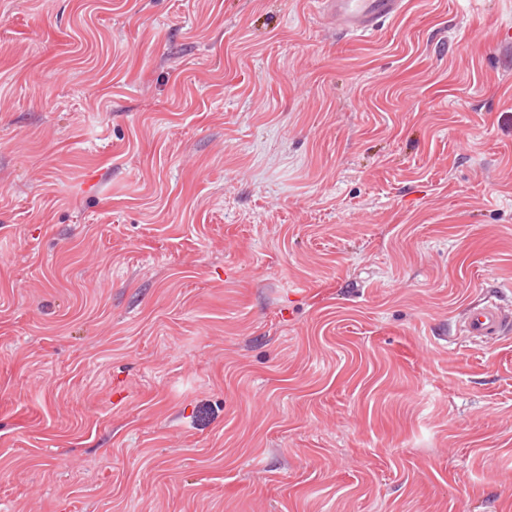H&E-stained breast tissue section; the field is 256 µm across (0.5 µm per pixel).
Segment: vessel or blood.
Listing matches in <instances>:
<instances>
[{"mask_svg":"<svg viewBox=\"0 0 512 512\" xmlns=\"http://www.w3.org/2000/svg\"><path fill=\"white\" fill-rule=\"evenodd\" d=\"M325 20L338 30L366 36L379 24L397 16L403 0H320ZM512 329V313L494 299H487L469 313L464 321V333L484 341L493 340Z\"/></svg>","mask_w":512,"mask_h":512,"instance_id":"obj_1","label":"vessel or blood"}]
</instances>
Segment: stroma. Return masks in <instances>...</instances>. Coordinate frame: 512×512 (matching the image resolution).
Instances as JSON below:
<instances>
[{
    "instance_id": "stroma-1",
    "label": "stroma",
    "mask_w": 512,
    "mask_h": 512,
    "mask_svg": "<svg viewBox=\"0 0 512 512\" xmlns=\"http://www.w3.org/2000/svg\"><path fill=\"white\" fill-rule=\"evenodd\" d=\"M512 0H0V512H512ZM325 20L348 34L366 36L379 24L397 16L402 0H321L318 2ZM511 326V314L489 298L469 313L464 321V335L488 341L502 336Z\"/></svg>"
}]
</instances>
